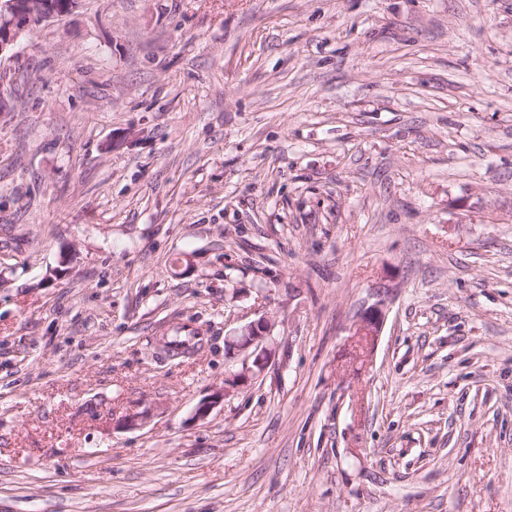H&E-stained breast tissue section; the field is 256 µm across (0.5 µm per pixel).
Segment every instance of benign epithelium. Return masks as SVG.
<instances>
[{
	"label": "benign epithelium",
	"instance_id": "7a95c632",
	"mask_svg": "<svg viewBox=\"0 0 512 512\" xmlns=\"http://www.w3.org/2000/svg\"><path fill=\"white\" fill-rule=\"evenodd\" d=\"M82 0H0V56L33 28L56 21L76 11ZM384 313L380 306L372 307L360 320L357 334L372 342L378 336ZM276 320L261 316L248 321L224 337L227 358L238 365L224 388L204 397L197 405L194 418L205 419L223 401L230 390L244 388L270 366L276 355L274 330Z\"/></svg>",
	"mask_w": 512,
	"mask_h": 512
}]
</instances>
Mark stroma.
Returning a JSON list of instances; mask_svg holds the SVG:
<instances>
[{
    "instance_id": "stroma-1",
    "label": "stroma",
    "mask_w": 512,
    "mask_h": 512,
    "mask_svg": "<svg viewBox=\"0 0 512 512\" xmlns=\"http://www.w3.org/2000/svg\"><path fill=\"white\" fill-rule=\"evenodd\" d=\"M0 73V512H512V0H85ZM381 305L373 306L360 320L357 327L358 336H363L366 341L373 342L378 336L384 313ZM276 320L269 316L248 321L224 338V352L239 367L224 379V388L204 397L197 405L194 418L205 419L223 401L230 389L244 388L270 366L276 355L274 330ZM181 327L174 336H167L162 351L172 360H180L198 352L203 347V338L199 329Z\"/></svg>"
}]
</instances>
